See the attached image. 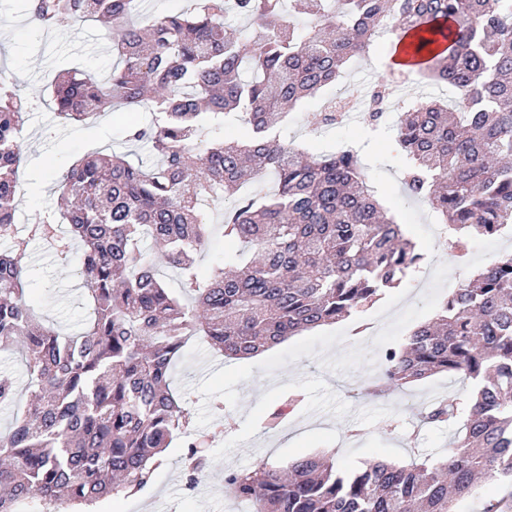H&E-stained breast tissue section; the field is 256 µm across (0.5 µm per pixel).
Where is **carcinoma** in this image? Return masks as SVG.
<instances>
[{
  "mask_svg": "<svg viewBox=\"0 0 512 512\" xmlns=\"http://www.w3.org/2000/svg\"><path fill=\"white\" fill-rule=\"evenodd\" d=\"M134 2H28L41 29L64 17L104 20L117 51L104 82L76 72L58 82L59 117L137 111L151 98V121L132 123L127 138L162 158L146 169L117 155L85 157L61 182L69 229L48 217L28 227V238L76 258L92 308L77 336L41 325L25 299L28 242L14 211L29 105L0 79V241L11 243L0 251V352L19 354L30 395L0 433V512H87L135 494L177 433L195 480L210 438L189 430L186 399L171 388L189 337L226 358L253 357L351 315L416 269L422 254L367 186L355 152L309 156L271 134L290 108L370 56L380 33L415 32L409 53L419 72L462 99L403 106L407 193L428 201L460 252L512 224V0H197L189 14L147 24L132 19ZM293 10L315 17V30H298ZM231 11L252 21L248 37L227 32ZM394 76H376L366 120L380 119ZM233 112L246 117L248 136L211 139ZM269 173L277 191L244 190ZM214 227L254 256L226 255L201 270ZM156 254L179 271L193 306L165 285ZM384 365L368 387L373 399L437 372L478 386L468 405L450 398L422 415L460 424L451 456L431 467L375 461L343 477L308 455L286 470L226 471L224 488L251 512H456L480 478L512 485V254L465 277ZM15 397L14 381L0 376V406Z\"/></svg>",
  "mask_w": 512,
  "mask_h": 512,
  "instance_id": "1",
  "label": "carcinoma"
}]
</instances>
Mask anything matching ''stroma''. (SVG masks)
<instances>
[{"label": "stroma", "instance_id": "stroma-1", "mask_svg": "<svg viewBox=\"0 0 512 512\" xmlns=\"http://www.w3.org/2000/svg\"><path fill=\"white\" fill-rule=\"evenodd\" d=\"M103 34L93 18L79 23L63 19L44 31L29 22L25 0H0V71L34 103L22 129L19 236H26L28 224L57 212L63 174L90 149L132 162L147 156L144 147L127 138L131 113L67 123L53 109L52 90L60 73L76 70L104 79L114 56ZM339 89L335 83L305 99L278 134L321 153L353 146L377 198L423 254L422 264L372 305L254 358L227 360L200 337H190L174 365L172 387L188 394L195 429L216 434L206 449L207 469L195 486H188L187 450L183 438H174L148 488L104 498L95 512H247L248 503L225 493V471L265 465L283 470L301 456L318 454L333 458L340 472L349 473L372 460L408 464L420 452L435 462L451 450L454 428L422 425L420 416L434 399L470 401L471 383L438 374L379 402L363 396L360 387L377 371L385 348L401 345L415 326L433 318L465 276L495 257L512 254V237L479 239L478 249L452 258L429 206L403 188L397 118L331 129L312 123L325 95ZM23 264L25 297L40 321L65 335L79 332L90 307L74 262L59 259L46 243L32 241ZM291 398L296 404L290 413L276 428H268L270 414Z\"/></svg>", "mask_w": 512, "mask_h": 512}]
</instances>
